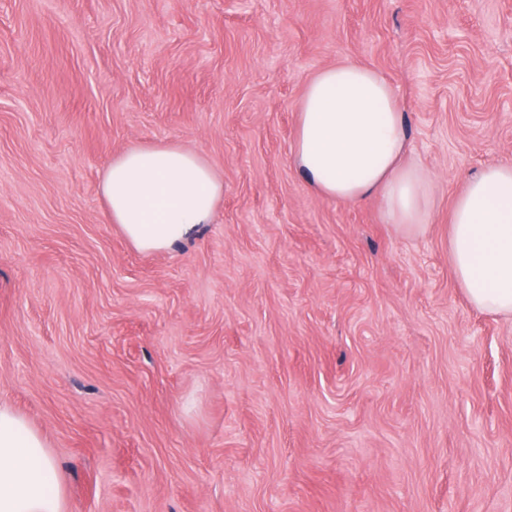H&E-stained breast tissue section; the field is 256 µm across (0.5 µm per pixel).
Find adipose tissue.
I'll list each match as a JSON object with an SVG mask.
<instances>
[{"label":"adipose tissue","instance_id":"adipose-tissue-1","mask_svg":"<svg viewBox=\"0 0 512 512\" xmlns=\"http://www.w3.org/2000/svg\"><path fill=\"white\" fill-rule=\"evenodd\" d=\"M406 123L389 83L353 61L321 70L300 103L291 146L294 170L320 196L378 200L385 223H426L427 183L402 158ZM106 217L143 252L191 237L212 217L224 184L198 154L174 145L130 149L105 171ZM448 255L477 309L512 316V165L469 177L449 215ZM0 512H66L64 481L42 434L0 406Z\"/></svg>","mask_w":512,"mask_h":512}]
</instances>
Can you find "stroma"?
Wrapping results in <instances>:
<instances>
[{
    "label": "stroma",
    "mask_w": 512,
    "mask_h": 512,
    "mask_svg": "<svg viewBox=\"0 0 512 512\" xmlns=\"http://www.w3.org/2000/svg\"><path fill=\"white\" fill-rule=\"evenodd\" d=\"M389 82L413 232L291 168L325 67ZM224 182L143 253L105 218L129 148ZM512 165V0H0V405L66 512H512V318L448 256L468 177Z\"/></svg>",
    "instance_id": "obj_1"
}]
</instances>
